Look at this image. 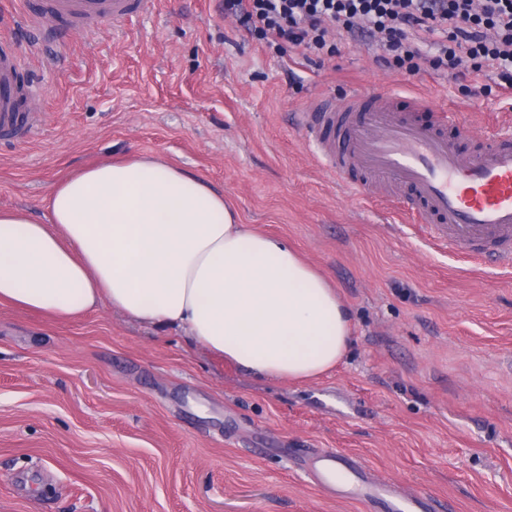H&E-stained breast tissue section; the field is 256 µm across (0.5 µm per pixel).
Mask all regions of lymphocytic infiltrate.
<instances>
[{"mask_svg": "<svg viewBox=\"0 0 512 512\" xmlns=\"http://www.w3.org/2000/svg\"><path fill=\"white\" fill-rule=\"evenodd\" d=\"M245 32L279 50L292 47L317 59L334 55L329 31L367 42L379 38L386 65L417 74L492 67L512 87V0H224ZM441 32L436 54L420 36Z\"/></svg>", "mask_w": 512, "mask_h": 512, "instance_id": "obj_1", "label": "lymphocytic infiltrate"}]
</instances>
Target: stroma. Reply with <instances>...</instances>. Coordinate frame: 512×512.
I'll use <instances>...</instances> for the list:
<instances>
[{
  "label": "stroma",
  "mask_w": 512,
  "mask_h": 512,
  "mask_svg": "<svg viewBox=\"0 0 512 512\" xmlns=\"http://www.w3.org/2000/svg\"><path fill=\"white\" fill-rule=\"evenodd\" d=\"M5 32L43 121L0 139V209L41 218L73 171L164 158L295 245L353 332L335 370L294 384L106 305L66 322L1 305L0 512H384L314 479L325 450L451 512H512V268L437 248L389 190L353 195L297 123L361 86L448 108L477 143L512 125L497 70L413 75L379 65L374 41L317 66L246 37L224 0H152L63 43Z\"/></svg>",
  "instance_id": "35a3bbf8"
}]
</instances>
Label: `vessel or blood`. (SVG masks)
I'll return each mask as SVG.
<instances>
[{
	"instance_id": "1",
	"label": "vessel or blood",
	"mask_w": 512,
	"mask_h": 512,
	"mask_svg": "<svg viewBox=\"0 0 512 512\" xmlns=\"http://www.w3.org/2000/svg\"><path fill=\"white\" fill-rule=\"evenodd\" d=\"M150 0H49V16L71 30L121 26ZM26 69L0 39V134L33 139L40 113L21 109L19 78ZM452 116L416 99L401 106L396 95L350 91L342 99L321 96L300 116L317 158L341 182L363 196L373 185L407 189L409 201L431 224L443 246L488 267L512 266V133L492 135L462 151L448 140ZM350 484L363 498L380 500L387 512H432L426 494H401L349 462Z\"/></svg>"
}]
</instances>
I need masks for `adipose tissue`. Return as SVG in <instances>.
<instances>
[{
	"label": "adipose tissue",
	"mask_w": 512,
	"mask_h": 512,
	"mask_svg": "<svg viewBox=\"0 0 512 512\" xmlns=\"http://www.w3.org/2000/svg\"><path fill=\"white\" fill-rule=\"evenodd\" d=\"M69 320L109 305L184 329L259 379L333 369L350 312L286 239L241 224L203 177L151 157L60 181L45 219L0 210V305Z\"/></svg>",
	"instance_id": "obj_1"
}]
</instances>
